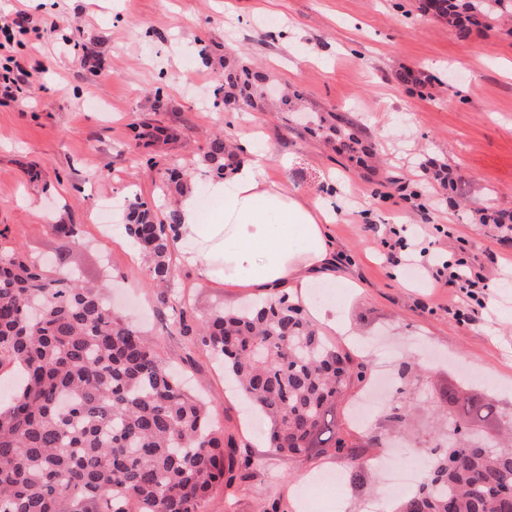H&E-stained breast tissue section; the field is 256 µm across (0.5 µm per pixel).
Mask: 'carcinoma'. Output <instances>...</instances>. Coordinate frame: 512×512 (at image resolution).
Wrapping results in <instances>:
<instances>
[{"instance_id": "carcinoma-1", "label": "carcinoma", "mask_w": 512, "mask_h": 512, "mask_svg": "<svg viewBox=\"0 0 512 512\" xmlns=\"http://www.w3.org/2000/svg\"><path fill=\"white\" fill-rule=\"evenodd\" d=\"M502 0L479 5L425 0L422 10L469 24L494 18ZM224 103L242 109L265 100L267 76L250 63L224 59ZM336 150L374 156L345 119L322 117L313 127ZM204 158L219 176L236 168L240 154L224 137L207 142ZM125 232L149 261L148 281L167 307L183 306L174 288L171 241L178 210L158 220L136 197ZM173 324L221 357L246 398L267 422L269 447L298 461L329 453L343 461L352 483L363 480L357 445L336 424V403L368 367L331 343L288 297L264 299L239 311L217 309L196 326L179 312ZM17 373V390L0 404V512H61L80 500L88 512H203L214 490H236L234 459L208 406L189 394L139 327L120 318L101 289L64 268L46 270L18 249L0 246V367ZM404 360L402 386L387 420L409 426L412 374ZM462 406L473 423L500 416L480 396L449 391L433 404L436 443L428 470L390 512H512V442L488 436L469 443L452 435L448 404Z\"/></svg>"}]
</instances>
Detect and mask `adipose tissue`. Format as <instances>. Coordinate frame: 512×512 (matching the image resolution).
I'll use <instances>...</instances> for the list:
<instances>
[{"label":"adipose tissue","instance_id":"adipose-tissue-1","mask_svg":"<svg viewBox=\"0 0 512 512\" xmlns=\"http://www.w3.org/2000/svg\"><path fill=\"white\" fill-rule=\"evenodd\" d=\"M267 166L266 153L245 146L233 174L213 186L224 208L208 220L200 214L194 193L184 192L176 202L182 222L173 246L205 280L258 292L287 290L316 324L339 327L340 317L310 302L308 293L317 274L336 279L338 287L350 285L336 276L335 247L326 232L335 214L269 181Z\"/></svg>","mask_w":512,"mask_h":512}]
</instances>
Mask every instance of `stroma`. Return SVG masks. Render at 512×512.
<instances>
[{"mask_svg":"<svg viewBox=\"0 0 512 512\" xmlns=\"http://www.w3.org/2000/svg\"><path fill=\"white\" fill-rule=\"evenodd\" d=\"M39 27L33 73L38 92L25 106L0 105V235L25 254L108 283L118 313L136 320L156 353L179 368L207 400L236 446L238 490L216 494L207 512H336L319 478L336 460L299 463L271 455L261 426L212 353L165 328L148 265L124 232L133 198L172 207L167 164L193 174L203 216L222 211L217 177L201 161L217 132L270 156L268 170L300 195L336 212L328 231L354 291L311 285L314 301L343 320L329 338L365 359L371 375L389 353L423 367L413 405L417 429H432L428 406L448 390L494 400L512 414V241L482 211L512 212V12L486 26L456 27L424 15L420 0H0ZM70 36L103 59L90 73L63 46ZM257 63L273 88L304 93L303 109L353 121L380 161L363 167L312 137L291 112H228L217 90L219 65L199 47ZM448 168L447 186L426 166ZM339 190L326 195L328 176ZM431 201L392 203L401 186ZM76 224L80 243L64 247L54 230ZM450 225L489 280L488 309L464 324L448 313L420 263H387L380 244L390 227L429 246L430 263L448 261ZM176 290L195 321L232 309L252 291L202 279L177 264Z\"/></svg>","mask_w":512,"mask_h":512,"instance_id":"1","label":"stroma"}]
</instances>
